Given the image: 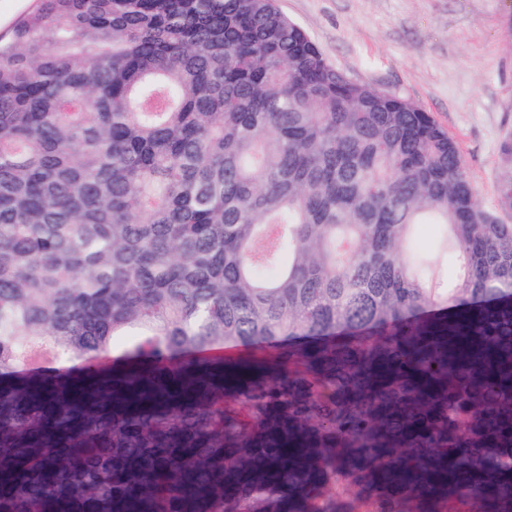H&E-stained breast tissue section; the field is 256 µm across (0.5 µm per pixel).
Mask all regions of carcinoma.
Here are the masks:
<instances>
[{"label": "carcinoma", "instance_id": "carcinoma-1", "mask_svg": "<svg viewBox=\"0 0 512 512\" xmlns=\"http://www.w3.org/2000/svg\"><path fill=\"white\" fill-rule=\"evenodd\" d=\"M0 512H512V224L458 142L275 0H35Z\"/></svg>", "mask_w": 512, "mask_h": 512}]
</instances>
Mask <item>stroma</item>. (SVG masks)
I'll return each mask as SVG.
<instances>
[{
  "label": "stroma",
  "mask_w": 512,
  "mask_h": 512,
  "mask_svg": "<svg viewBox=\"0 0 512 512\" xmlns=\"http://www.w3.org/2000/svg\"><path fill=\"white\" fill-rule=\"evenodd\" d=\"M352 81L412 99L454 137L482 207L507 223L512 0H278Z\"/></svg>",
  "instance_id": "stroma-1"
}]
</instances>
